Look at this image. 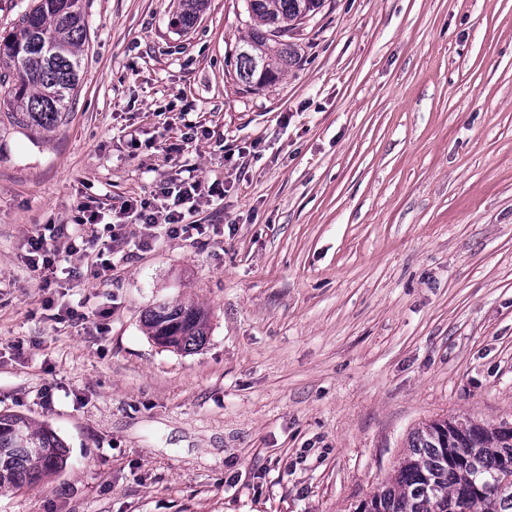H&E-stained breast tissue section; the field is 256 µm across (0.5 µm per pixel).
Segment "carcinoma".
Wrapping results in <instances>:
<instances>
[{
    "mask_svg": "<svg viewBox=\"0 0 512 512\" xmlns=\"http://www.w3.org/2000/svg\"><path fill=\"white\" fill-rule=\"evenodd\" d=\"M208 0H179L174 24L193 28ZM322 0H246L250 34L235 57L244 84L277 82L297 58L287 41L294 23ZM83 0H35L0 36V101L16 126L34 134L66 121L79 86L80 48L87 40ZM159 345L189 351L207 336V316L192 305L160 303L146 319ZM409 451L389 480L360 501L355 512H512V423L471 418L434 420L408 438ZM64 442L46 424L0 413V488L37 485L66 466Z\"/></svg>",
    "mask_w": 512,
    "mask_h": 512,
    "instance_id": "obj_1",
    "label": "carcinoma"
}]
</instances>
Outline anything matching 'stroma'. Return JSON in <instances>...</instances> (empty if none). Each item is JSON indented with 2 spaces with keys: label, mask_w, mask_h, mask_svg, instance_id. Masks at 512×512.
<instances>
[{
  "label": "stroma",
  "mask_w": 512,
  "mask_h": 512,
  "mask_svg": "<svg viewBox=\"0 0 512 512\" xmlns=\"http://www.w3.org/2000/svg\"><path fill=\"white\" fill-rule=\"evenodd\" d=\"M176 5L87 0L66 122H0V412L68 450L0 512H354L422 425L512 422V0H324L265 87L244 0ZM186 164L224 184L204 235L76 224ZM48 224L98 257L57 290ZM162 301L201 347L154 342ZM208 0H179L174 24L182 30L192 29L206 10ZM76 210L78 212L77 224L89 226L91 234L95 237H102L106 233L109 235L111 243L120 236V231L125 226V224L102 223L104 216L99 211L91 210L85 202H77ZM29 253L28 263L33 271H40L42 273V288H52V285L57 283V266L55 249L53 250L48 245L45 235L38 234L28 238ZM50 274H46L47 272ZM52 275H55L53 277ZM149 335L159 345L189 351L201 346L207 336V316L192 305L160 303L146 319Z\"/></svg>",
  "instance_id": "1"
}]
</instances>
